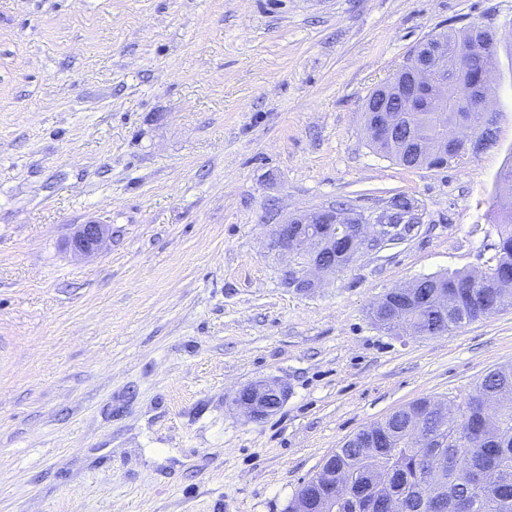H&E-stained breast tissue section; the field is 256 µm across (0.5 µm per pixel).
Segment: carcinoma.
I'll list each match as a JSON object with an SVG mask.
<instances>
[{
	"label": "carcinoma",
	"instance_id": "cac0c4a2",
	"mask_svg": "<svg viewBox=\"0 0 512 512\" xmlns=\"http://www.w3.org/2000/svg\"><path fill=\"white\" fill-rule=\"evenodd\" d=\"M448 51L466 40L500 44L496 33L477 25L446 33ZM399 122L431 137L442 134L421 91L411 106L397 113ZM494 218L503 227L493 248V264L478 275L455 272L418 280L408 296L399 294L372 312L388 331H422L441 336L470 322L487 318L503 305L487 296L484 282L512 271V203H495ZM431 400L421 399L369 427L371 439L347 440L325 462L319 478L299 495L308 512L336 482V512H512V365L488 372L476 392L459 406L456 419L434 426L443 444L426 451L407 438L409 412L426 411ZM491 425L493 434L474 448L457 443L464 429Z\"/></svg>",
	"mask_w": 512,
	"mask_h": 512
}]
</instances>
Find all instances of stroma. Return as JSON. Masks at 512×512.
I'll return each instance as SVG.
<instances>
[{
	"label": "stroma",
	"mask_w": 512,
	"mask_h": 512,
	"mask_svg": "<svg viewBox=\"0 0 512 512\" xmlns=\"http://www.w3.org/2000/svg\"><path fill=\"white\" fill-rule=\"evenodd\" d=\"M474 23L512 44V0H0V512H285L360 430L512 363V306L432 338L370 316L495 254L512 51L489 141L447 166L364 128L420 43ZM397 194L410 238L286 284L275 224ZM91 221L111 236L74 253ZM265 378L276 412L232 410ZM286 395L287 388L279 380L267 378L240 389L231 404L249 419L260 421L279 409Z\"/></svg>",
	"instance_id": "35a3bbf8"
}]
</instances>
